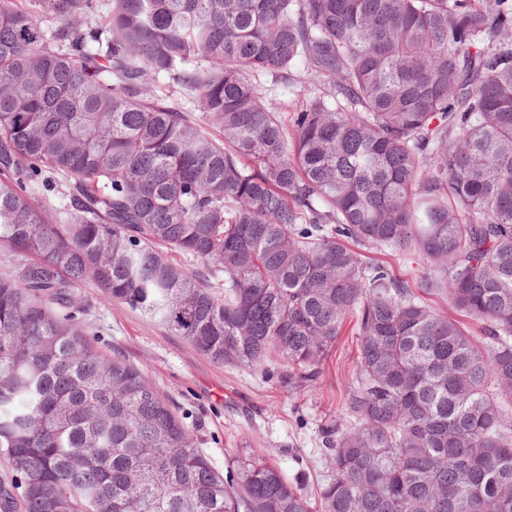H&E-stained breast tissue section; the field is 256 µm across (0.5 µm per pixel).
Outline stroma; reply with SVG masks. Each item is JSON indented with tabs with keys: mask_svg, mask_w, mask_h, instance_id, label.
Wrapping results in <instances>:
<instances>
[{
	"mask_svg": "<svg viewBox=\"0 0 512 512\" xmlns=\"http://www.w3.org/2000/svg\"><path fill=\"white\" fill-rule=\"evenodd\" d=\"M72 313L99 352L124 356L156 386L218 471L236 456L263 458L287 479L304 478L312 499L333 476L324 430L346 421L342 403L357 355L351 330H344L317 380L303 385L279 359L264 369L213 361L160 323L105 299L89 281Z\"/></svg>",
	"mask_w": 512,
	"mask_h": 512,
	"instance_id": "obj_1",
	"label": "stroma"
}]
</instances>
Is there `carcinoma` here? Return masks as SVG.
<instances>
[{
    "label": "carcinoma",
    "mask_w": 512,
    "mask_h": 512,
    "mask_svg": "<svg viewBox=\"0 0 512 512\" xmlns=\"http://www.w3.org/2000/svg\"><path fill=\"white\" fill-rule=\"evenodd\" d=\"M260 75L317 92L286 126ZM349 242L419 256L482 338ZM2 249L23 512H310L266 460L218 472L86 339L87 279L302 383L353 316L321 512H512V0H0Z\"/></svg>",
    "instance_id": "1"
}]
</instances>
